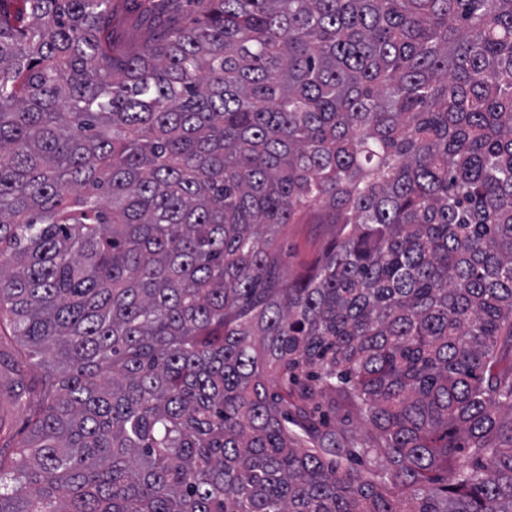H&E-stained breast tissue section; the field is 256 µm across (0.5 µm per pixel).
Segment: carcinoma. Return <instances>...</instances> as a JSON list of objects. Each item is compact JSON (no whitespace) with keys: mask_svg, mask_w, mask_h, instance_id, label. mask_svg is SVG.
<instances>
[{"mask_svg":"<svg viewBox=\"0 0 512 512\" xmlns=\"http://www.w3.org/2000/svg\"><path fill=\"white\" fill-rule=\"evenodd\" d=\"M113 21L0 0V512H512V0ZM333 238L331 224H288L279 245L288 278L306 274ZM332 422L341 419H347L350 424L349 427L357 432L358 437L362 438L365 442V448L369 449L366 455L360 456L353 462L355 467L361 469H374L382 460V453L378 449V442L374 438L371 429L364 424L360 417L354 412H347L344 409L336 411V416L331 415Z\"/></svg>","mask_w":512,"mask_h":512,"instance_id":"1","label":"carcinoma"}]
</instances>
